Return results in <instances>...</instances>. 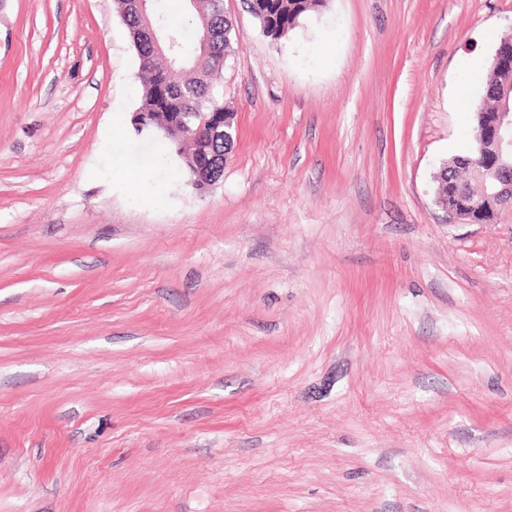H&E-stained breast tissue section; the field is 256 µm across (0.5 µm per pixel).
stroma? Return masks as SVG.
Masks as SVG:
<instances>
[{
  "mask_svg": "<svg viewBox=\"0 0 512 512\" xmlns=\"http://www.w3.org/2000/svg\"><path fill=\"white\" fill-rule=\"evenodd\" d=\"M197 193L113 0H0V512H512V205L446 220L512 0H224ZM255 1L249 9L258 19L267 37L274 41L292 30L299 20L323 7L325 0H247Z\"/></svg>",
  "mask_w": 512,
  "mask_h": 512,
  "instance_id": "obj_1",
  "label": "stroma"
}]
</instances>
